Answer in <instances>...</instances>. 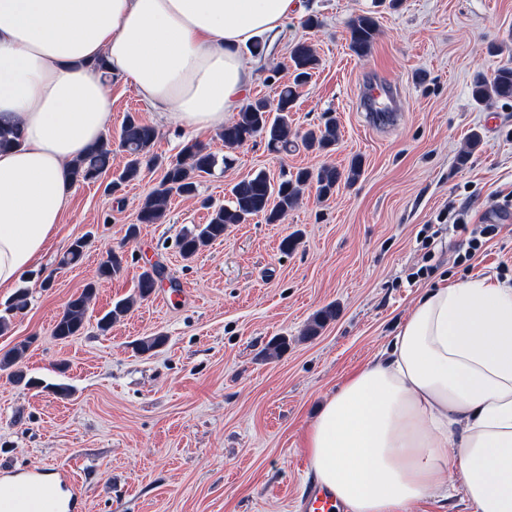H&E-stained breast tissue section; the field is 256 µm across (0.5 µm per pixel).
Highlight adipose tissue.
I'll use <instances>...</instances> for the list:
<instances>
[{
    "label": "adipose tissue",
    "instance_id": "adipose-tissue-1",
    "mask_svg": "<svg viewBox=\"0 0 512 512\" xmlns=\"http://www.w3.org/2000/svg\"><path fill=\"white\" fill-rule=\"evenodd\" d=\"M299 0H0V288L47 250L70 163L106 134L108 81L162 118L222 129ZM341 512H411L459 491L471 512H512V285L426 289L389 346L327 397L305 438Z\"/></svg>",
    "mask_w": 512,
    "mask_h": 512
}]
</instances>
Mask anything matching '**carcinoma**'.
<instances>
[{"label": "carcinoma", "mask_w": 512, "mask_h": 512, "mask_svg": "<svg viewBox=\"0 0 512 512\" xmlns=\"http://www.w3.org/2000/svg\"><path fill=\"white\" fill-rule=\"evenodd\" d=\"M349 32L351 50L357 55H362L372 45L377 23L370 15H359L350 20ZM290 60L294 71L292 82L281 88L274 104L265 98L248 101L237 112L234 120L225 124L218 132L224 148L234 150L257 137L264 139L267 147L274 152L286 151L293 145V141L289 139V112L294 107L297 88L312 77L320 59L311 44L299 42L292 47ZM471 96L478 103L511 100L512 67L503 66L490 76L476 75L471 83ZM157 137L158 132L153 126L133 116L127 117L120 129L117 145H112V139L106 136L84 156L70 164L72 182H97L112 169L114 159L120 153L123 155V165L117 177L106 186L105 191L113 194L121 191L123 187L140 179L143 165L156 162L153 147ZM21 140L19 128L0 127V150L17 147ZM300 140L310 150H329L338 140L336 118L332 115L326 117L323 126L304 132ZM228 163L229 157L218 156L200 142H186L179 156L164 168L160 182L142 202L137 216L138 224L160 222L172 194L197 195V177L203 173L211 174L217 167ZM361 172L362 162L354 158L344 173L333 165H323L315 173L308 169H299L289 175L285 173L277 182L270 180L264 172L244 178L230 188L227 204L212 210L208 223L183 231L179 238L180 252L185 258L193 257L211 242L223 237L225 226L228 224H243L254 217L263 218L267 224H278L297 205L301 190L307 184L315 183L319 197L328 198L336 192V186L341 181L355 182ZM85 247L84 239L75 240L64 254L61 264L78 262ZM125 262L123 253L109 250L107 259L100 266L99 277L107 279L119 273ZM159 276L160 270L156 268L142 273L137 282L135 296L116 302L113 308L99 319V329L103 332L108 331L112 323L125 316L137 300L146 299L154 293ZM95 292V284L89 283L80 294L69 298L53 326V335L56 338L66 340L82 334ZM26 306L27 294H17L13 302L5 308V314L0 315L1 334L10 330L11 317L14 313L25 309ZM333 316L334 310L330 307L318 311L307 328V334H317ZM165 342L166 337L163 335L150 336L136 341L135 348L142 354H149L157 351ZM28 347L27 341L16 345L3 355L0 366L12 369L10 376L15 382L31 386L35 381L27 377L23 371L14 369Z\"/></svg>", "instance_id": "cac0c4a2"}]
</instances>
